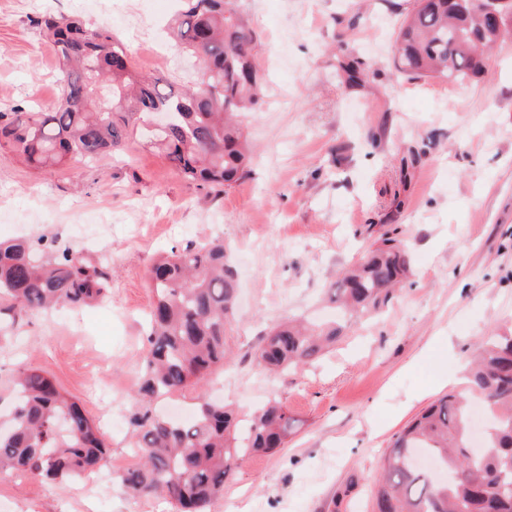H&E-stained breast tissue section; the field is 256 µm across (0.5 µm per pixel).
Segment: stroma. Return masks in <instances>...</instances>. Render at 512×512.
I'll use <instances>...</instances> for the list:
<instances>
[{
  "label": "stroma",
  "instance_id": "35a3bbf8",
  "mask_svg": "<svg viewBox=\"0 0 512 512\" xmlns=\"http://www.w3.org/2000/svg\"><path fill=\"white\" fill-rule=\"evenodd\" d=\"M148 0H0V111L59 102L60 59L42 15L110 25L135 69L183 89L193 60L176 52ZM257 35L263 104L242 126L249 174L220 195L178 176L165 155L129 144L88 166L33 168L0 149V238L56 236L107 258L111 288L86 310L24 321L0 347V384L21 368L51 375L101 428L102 472L54 485L0 474V512H172L101 474L136 463L126 416L140 386L164 253L220 235L233 249L231 361L209 395L242 416L281 402L285 447L246 458L213 512H373L394 437L436 399L464 392L477 344L512 327V45L463 83L398 77L391 45L411 0H236ZM364 75L347 82L342 65ZM391 233L413 273L378 315L351 319L324 356L288 373L258 359L274 323L334 320L328 290ZM107 363L100 376L99 363Z\"/></svg>",
  "mask_w": 512,
  "mask_h": 512
}]
</instances>
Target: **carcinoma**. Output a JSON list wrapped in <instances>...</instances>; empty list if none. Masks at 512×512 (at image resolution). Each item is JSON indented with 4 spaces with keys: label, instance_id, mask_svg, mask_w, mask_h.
Listing matches in <instances>:
<instances>
[{
    "label": "carcinoma",
    "instance_id": "obj_1",
    "mask_svg": "<svg viewBox=\"0 0 512 512\" xmlns=\"http://www.w3.org/2000/svg\"><path fill=\"white\" fill-rule=\"evenodd\" d=\"M173 47L197 57L193 86L182 92L139 76L120 40L76 17L36 21L62 58L61 103L52 112H0V147L41 167L88 165L123 150L136 124L143 144L165 153L183 179L218 191L249 172L250 153L236 117L261 108L256 35L233 0H183ZM512 36V0L495 21L468 0H413L393 44L397 73L464 82L485 70L484 51ZM409 272L404 246L385 232L329 291L343 312L387 306ZM107 264L58 244L55 236L0 240V318L12 327L57 307L104 299ZM154 291L148 349L128 415L140 462L115 476L134 496H157L177 512H210L224 482L246 456L285 445L293 423L271 402L249 423L201 394L198 417L182 424L152 409L155 400L204 388L224 367V332L237 299L231 249L216 238L189 243L150 271ZM341 328L291 321L270 328L259 349L271 370L299 368L336 340ZM12 408L0 418V472L58 483L94 468L107 448L80 405L42 370L11 382ZM488 414L481 445L468 423L472 400ZM374 512H512V332L477 348L468 394L448 393L395 438L382 460Z\"/></svg>",
    "mask_w": 512,
    "mask_h": 512
}]
</instances>
